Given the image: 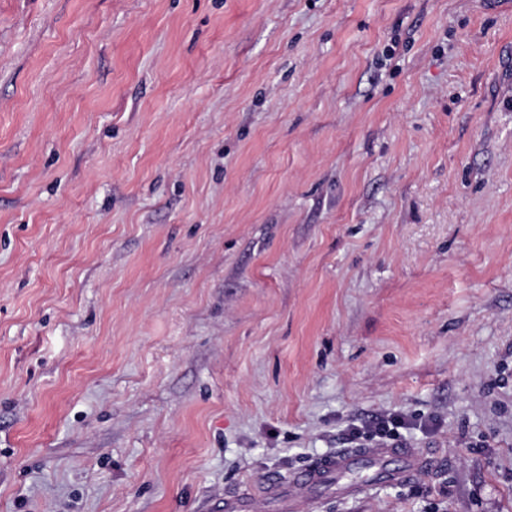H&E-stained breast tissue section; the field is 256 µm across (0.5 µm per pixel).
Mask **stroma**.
<instances>
[{"mask_svg": "<svg viewBox=\"0 0 512 512\" xmlns=\"http://www.w3.org/2000/svg\"><path fill=\"white\" fill-rule=\"evenodd\" d=\"M512 512V0H0V512H205L377 416Z\"/></svg>", "mask_w": 512, "mask_h": 512, "instance_id": "35a3bbf8", "label": "stroma"}]
</instances>
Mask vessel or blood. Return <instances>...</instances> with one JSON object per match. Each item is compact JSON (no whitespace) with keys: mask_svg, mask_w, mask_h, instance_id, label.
<instances>
[{"mask_svg":"<svg viewBox=\"0 0 512 512\" xmlns=\"http://www.w3.org/2000/svg\"><path fill=\"white\" fill-rule=\"evenodd\" d=\"M390 457L400 458L402 465L392 470L380 468L378 477L386 482L408 481L417 471L428 469L434 463L432 457L413 448L392 445L386 448L346 449L299 468L290 479L268 477L265 488L269 497L279 501L283 512H296L300 500L311 489L328 483L334 476L357 468L366 459L382 461Z\"/></svg>","mask_w":512,"mask_h":512,"instance_id":"1","label":"vessel or blood"}]
</instances>
